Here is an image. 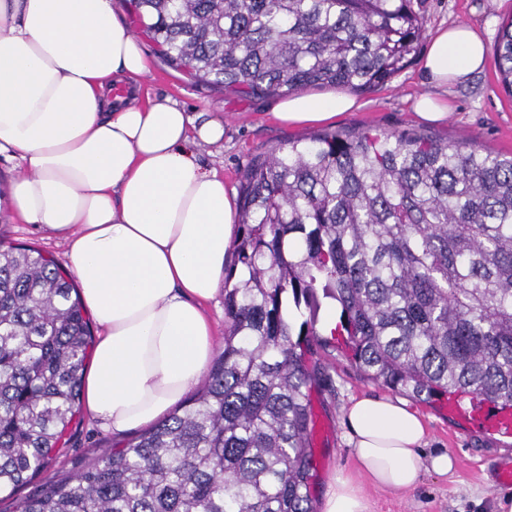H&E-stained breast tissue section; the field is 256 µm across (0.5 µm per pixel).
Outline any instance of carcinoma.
<instances>
[{
	"instance_id": "1",
	"label": "carcinoma",
	"mask_w": 512,
	"mask_h": 512,
	"mask_svg": "<svg viewBox=\"0 0 512 512\" xmlns=\"http://www.w3.org/2000/svg\"><path fill=\"white\" fill-rule=\"evenodd\" d=\"M161 59L249 96L372 90L423 35L410 0H133ZM512 96V20L494 46ZM224 276V348L164 420L18 512H315L305 348L323 303L367 379L512 407V157L324 132L251 165ZM93 343L72 276L0 237V495L43 472Z\"/></svg>"
}]
</instances>
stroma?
I'll use <instances>...</instances> for the list:
<instances>
[{
    "mask_svg": "<svg viewBox=\"0 0 512 512\" xmlns=\"http://www.w3.org/2000/svg\"><path fill=\"white\" fill-rule=\"evenodd\" d=\"M423 20L424 32L418 55L385 85L357 93V109L343 113L327 126L286 127L272 116L276 97H248L196 83L159 58L148 38H141L149 72L144 89L152 96L177 102L197 121L212 117L224 121V137L215 144L197 147V160L206 170H217L234 193H242L244 174L253 163L264 159L288 140L305 139L323 130L351 134L362 130L409 132L441 141L464 140L483 150L512 155V98L502 91L493 54H486L481 71L467 81L450 86L448 101L452 113L438 124L421 121L414 101L427 92L421 73L420 56L425 53L436 30L464 22L493 46L503 22L512 19V0H412ZM0 233L18 244L52 255L61 266H69L66 246L31 224L0 215ZM308 365L318 380L311 393V407L327 427L315 441L317 484L314 499H321L330 478L355 464L343 424V408L354 396H390L391 391L370 380L335 344L316 347ZM409 408L421 414L428 426L425 455L445 452L456 465L448 474L424 471L416 488L389 494L368 488L372 512H493L495 501L512 497V488L497 486L494 469L504 458H512V434L488 431L471 421L445 413L441 402L408 398ZM111 434L98 428L88 415H80L72 426L71 438L56 453L40 476L19 488L15 495L0 496V512H15L19 499L33 495L44 483L81 471L103 449L114 445Z\"/></svg>",
    "mask_w": 512,
    "mask_h": 512,
    "instance_id": "stroma-1",
    "label": "stroma"
}]
</instances>
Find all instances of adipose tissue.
<instances>
[{
  "label": "adipose tissue",
  "mask_w": 512,
  "mask_h": 512,
  "mask_svg": "<svg viewBox=\"0 0 512 512\" xmlns=\"http://www.w3.org/2000/svg\"><path fill=\"white\" fill-rule=\"evenodd\" d=\"M469 25L441 28L421 68L436 89L465 81L485 60ZM145 53L112 0H0V152L28 172L9 187L17 220L68 248L83 304L99 328L83 405L121 438L151 425L203 378L215 353L203 309L224 284L237 209L217 172L187 146L214 143L167 98L143 101ZM354 96L299 94L279 101L284 126L329 122ZM356 472L333 476L322 512H370L365 485L415 488L424 467L445 474V453L424 457L422 416L403 401L362 396L344 412Z\"/></svg>",
  "instance_id": "1"
}]
</instances>
